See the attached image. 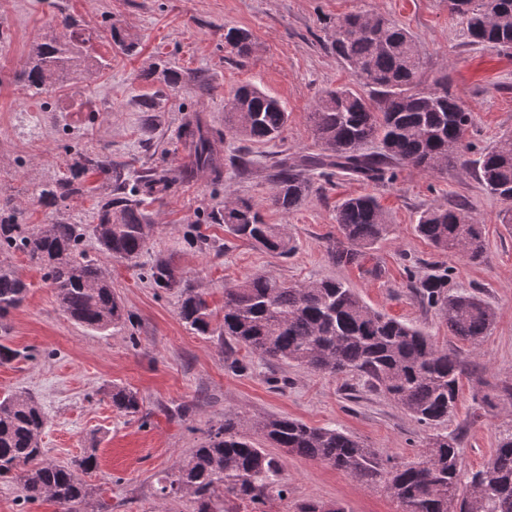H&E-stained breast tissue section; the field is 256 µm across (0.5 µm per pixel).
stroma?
<instances>
[{"label": "stroma", "mask_w": 512, "mask_h": 512, "mask_svg": "<svg viewBox=\"0 0 512 512\" xmlns=\"http://www.w3.org/2000/svg\"><path fill=\"white\" fill-rule=\"evenodd\" d=\"M382 13L416 39L423 86L447 77L451 91L472 112L465 140L473 150L512 134V48L470 42L448 0H0V197L11 198L27 224L53 216L36 198L77 148L110 156L135 177L156 165L179 172L171 191L145 211L154 232L135 262L113 258L92 239L83 249L104 270L128 315L125 324L101 332L72 320L59 306L43 270L20 253L8 255L28 293L7 320V344L18 357L0 363V397L23 391L45 410L41 435L45 458L67 463L86 451L98 456L85 474L91 494L79 512H196L193 496L163 500L158 478L173 472L226 419L252 424L270 416L296 418L312 427H335L382 458L414 460L431 428L351 372L330 375L294 362L260 361L219 334L201 336L179 318L181 290L202 292L221 325L224 289L269 271L291 284L336 279L371 308L416 324L455 352L467 368L455 413L440 430L458 436L465 472L493 458L512 427V231L507 202L486 190L473 168L433 173L402 166L392 181H360L344 174L314 179L311 195L291 212L271 203L270 166L278 155L315 153L309 119L326 91L353 85L346 65L329 47L336 17ZM91 31L90 54L111 57L110 69L83 74L50 99L29 96L18 81L34 40L55 28L59 14ZM124 30L132 51L110 47V27ZM247 29L249 56L224 47V29ZM158 63L174 71L168 84L145 79ZM254 84L277 98L289 119L269 143L227 135L224 102L241 85ZM153 98V110L143 106ZM222 132L215 147L224 177L189 171V150L178 139L191 120ZM370 194L386 210L393 230L361 264L339 265L327 247L337 236L336 207L350 196ZM250 200L267 223L282 225L294 251L285 258L229 235L214 223L225 198ZM466 202L482 226L484 258L444 255L418 236L421 211ZM200 225L212 244L199 250L191 229ZM172 261L180 287L152 285L143 275L157 257ZM449 268V285L469 288L494 308L492 333L479 343L451 336L433 308L412 290L406 267L431 272ZM382 276H374V266ZM136 391L139 414L125 416L110 402L112 387ZM495 396L496 408L476 409L474 390ZM285 498L261 504L234 501L235 512H298L301 504L339 503L347 512H398L383 485H366L323 462L285 458Z\"/></svg>", "instance_id": "1"}]
</instances>
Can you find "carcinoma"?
Segmentation results:
<instances>
[{
	"instance_id": "carcinoma-1",
	"label": "carcinoma",
	"mask_w": 512,
	"mask_h": 512,
	"mask_svg": "<svg viewBox=\"0 0 512 512\" xmlns=\"http://www.w3.org/2000/svg\"><path fill=\"white\" fill-rule=\"evenodd\" d=\"M448 10L461 18L472 42L512 47V0H448ZM58 22L66 29L64 38L34 44L22 71L32 96L49 94L77 72L111 65L109 59L87 54L84 45L91 35L70 16ZM329 42L367 93L340 87L320 98L311 113L320 153L285 155L273 163L275 208L288 213L298 207L311 192L313 171L329 177L337 170L382 182L403 165L435 172L471 164L490 193L512 201V135L484 148L478 158H468L464 139L474 125L473 115L449 90L446 74L435 82L438 96L418 93L421 58L408 31L382 15L351 12L333 23ZM224 47L239 56L249 54L248 32L228 28ZM225 109L232 134L245 141H273L288 123L280 101L253 85L237 88ZM181 137L192 166L220 180L222 164L209 132L198 122L187 123ZM89 171L100 179L98 223L24 224L11 200L1 198L0 254H24L46 270L60 307L73 320L106 331L123 320L124 305L81 245L92 237L113 257L137 261L154 230L142 203L168 192L177 177L166 169H151L128 188L114 185L119 176L112 160L77 149L66 171L39 187L38 201L60 209L82 193ZM214 219L233 236L280 257L293 251L292 239L279 225L266 223L248 200H225ZM336 224L339 236L329 244L328 255L339 264L361 263L392 229L371 195L344 199L336 208ZM415 230L444 254L472 262L484 254L480 225L464 204L425 209ZM406 273L419 297L438 310L450 335L475 344L491 333L495 310L474 293L449 289L448 269L418 276L408 267ZM147 277L158 288L180 287L175 268L164 258L151 263ZM26 295L27 284L0 261V320L19 309ZM178 315L197 334L213 332L207 300L192 288L183 289ZM220 335L261 360L295 362L331 374L358 373L419 423L434 428L456 410L466 374L463 361L434 337L373 310L335 280L292 285L262 272L227 287ZM110 401L124 415L140 412V398L132 390L114 389ZM46 423L33 397L19 392L0 398V479L17 482L26 502L49 499L60 512H77L88 496L81 474L95 470L98 459L92 450L64 465L46 461L40 445ZM255 428L287 454L324 462L364 483L383 482L400 512H512V428L502 434L494 458L466 484L456 436L435 433L417 460L399 462L375 456L337 429L310 427L288 416L265 418ZM182 490L194 496L196 512H228L226 503L233 499L262 504L288 493L282 460L242 433L232 419L208 435L160 484L158 494L165 500Z\"/></svg>"
}]
</instances>
